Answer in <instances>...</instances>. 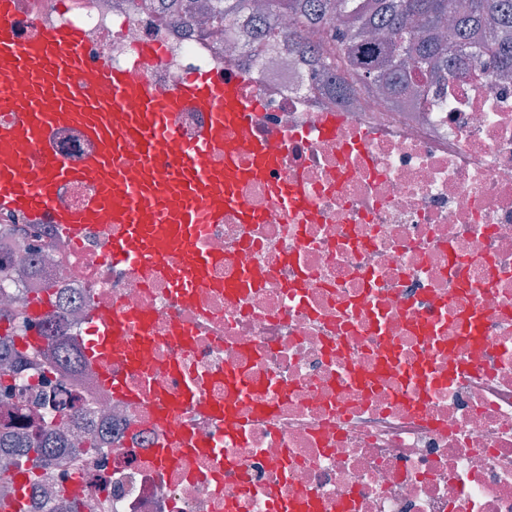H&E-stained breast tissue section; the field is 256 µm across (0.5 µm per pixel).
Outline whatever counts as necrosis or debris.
<instances>
[{"label":"necrosis or debris","mask_w":512,"mask_h":512,"mask_svg":"<svg viewBox=\"0 0 512 512\" xmlns=\"http://www.w3.org/2000/svg\"><path fill=\"white\" fill-rule=\"evenodd\" d=\"M23 14L81 25L94 63L158 42L135 71L153 91L243 76L258 107L234 135L281 156L236 190L259 223L229 208L206 225L197 246L216 262L186 302L148 266L105 259L111 224L0 244L52 257L0 291L19 308L54 295L56 317L29 333L80 353L100 309L149 320L138 369L110 365L135 397L53 358L25 394L0 390V429L28 428L43 403L70 436L31 466V491L50 490L53 512H512V80L469 63L393 103L289 50L285 17L254 57L224 36L245 18L220 31L171 0H23ZM288 182L310 206L286 204ZM187 381L201 404L157 421L150 400Z\"/></svg>","instance_id":"4bbe7bcc"}]
</instances>
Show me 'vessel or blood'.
<instances>
[{
  "label": "vessel or blood",
  "mask_w": 512,
  "mask_h": 512,
  "mask_svg": "<svg viewBox=\"0 0 512 512\" xmlns=\"http://www.w3.org/2000/svg\"><path fill=\"white\" fill-rule=\"evenodd\" d=\"M21 0H0V211L30 223L49 222L76 233L91 224L118 229L108 261L149 264L188 288L205 278L213 257L196 242L206 225L237 207L243 223L258 215L240 205L236 189L280 166L262 139L234 138L257 106L239 76L207 72L187 76L174 90H149L125 65L89 62L84 29L62 21L42 31L23 26ZM206 113L207 124L184 143L172 123L175 112ZM72 128L89 143L78 162L58 153L53 137ZM224 163L212 166L213 149ZM41 166L38 179L29 173ZM88 181L96 191L78 209L58 206L59 187ZM177 255L176 267L166 259ZM148 340L145 316L100 309L85 344L88 359L102 366L104 383L117 394L130 390L108 365L119 358L136 365Z\"/></svg>",
  "instance_id": "vessel-or-blood-1"
}]
</instances>
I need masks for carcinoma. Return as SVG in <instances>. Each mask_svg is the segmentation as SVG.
Masks as SVG:
<instances>
[{"mask_svg": "<svg viewBox=\"0 0 512 512\" xmlns=\"http://www.w3.org/2000/svg\"><path fill=\"white\" fill-rule=\"evenodd\" d=\"M253 0H179L176 8L191 16L208 15L214 23L230 16L255 14ZM286 16L294 30L321 28L327 42L311 49L322 69L344 64L366 90L392 98L420 96L430 86L456 74L452 61L464 57L485 66L501 80L512 77V0H466L462 10L450 13V0H267L262 25L252 45H259ZM21 318L0 313V378L17 367L33 366L47 353L61 350L60 336L47 334L44 346L16 348L14 337L24 336ZM69 442L43 426L39 438L23 433H0V451L12 458L14 471L37 462L49 448H67Z\"/></svg>", "mask_w": 512, "mask_h": 512, "instance_id": "cac0c4a2", "label": "carcinoma"}]
</instances>
